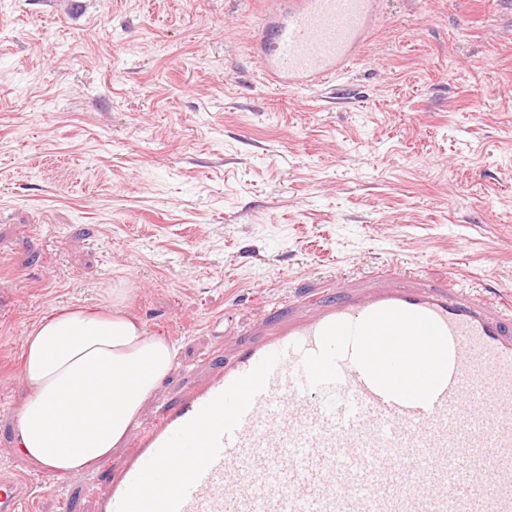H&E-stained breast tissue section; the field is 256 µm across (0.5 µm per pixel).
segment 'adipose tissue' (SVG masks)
Instances as JSON below:
<instances>
[{
    "label": "adipose tissue",
    "mask_w": 512,
    "mask_h": 512,
    "mask_svg": "<svg viewBox=\"0 0 512 512\" xmlns=\"http://www.w3.org/2000/svg\"><path fill=\"white\" fill-rule=\"evenodd\" d=\"M175 358L169 340L148 335L118 304L70 307L40 321L23 342L19 453L60 477L97 468Z\"/></svg>",
    "instance_id": "ef3b65f1"
}]
</instances>
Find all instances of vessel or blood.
<instances>
[{"mask_svg":"<svg viewBox=\"0 0 512 512\" xmlns=\"http://www.w3.org/2000/svg\"><path fill=\"white\" fill-rule=\"evenodd\" d=\"M380 0H274L263 75L359 58ZM30 481L0 472V512ZM96 512H512V302L390 262L307 296L143 428Z\"/></svg>","mask_w":512,"mask_h":512,"instance_id":"1","label":"vessel or blood"}]
</instances>
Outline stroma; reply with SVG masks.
<instances>
[{"label": "stroma", "instance_id": "stroma-1", "mask_svg": "<svg viewBox=\"0 0 512 512\" xmlns=\"http://www.w3.org/2000/svg\"><path fill=\"white\" fill-rule=\"evenodd\" d=\"M244 0H0V470L28 512H94L110 478L41 484L17 452L22 343L112 291L201 384L288 298L400 259L512 296V0H382L330 86L268 83Z\"/></svg>", "mask_w": 512, "mask_h": 512}]
</instances>
